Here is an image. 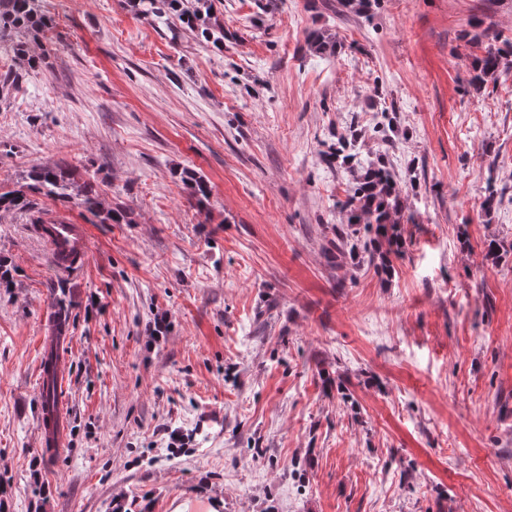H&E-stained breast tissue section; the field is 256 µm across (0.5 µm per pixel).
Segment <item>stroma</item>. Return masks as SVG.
Returning a JSON list of instances; mask_svg holds the SVG:
<instances>
[{
  "label": "stroma",
  "mask_w": 512,
  "mask_h": 512,
  "mask_svg": "<svg viewBox=\"0 0 512 512\" xmlns=\"http://www.w3.org/2000/svg\"><path fill=\"white\" fill-rule=\"evenodd\" d=\"M277 3L221 0L219 49L124 0H44L50 68L0 107V191L65 161L133 221L43 200L90 240L62 282L27 215L0 214V512H512V74L469 83L512 0ZM350 135L414 217L386 279L323 253L353 177L320 153ZM59 300L69 444L48 455Z\"/></svg>",
  "instance_id": "obj_1"
}]
</instances>
